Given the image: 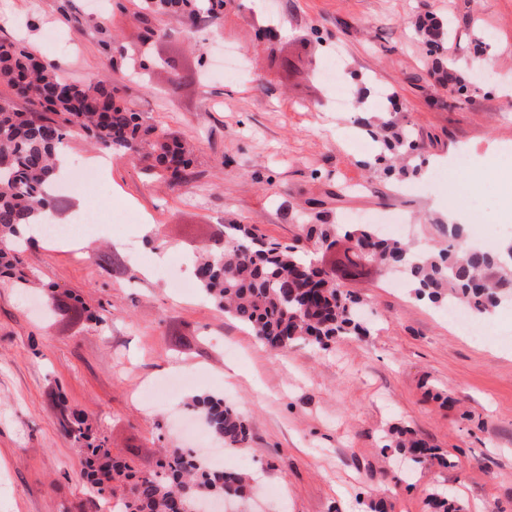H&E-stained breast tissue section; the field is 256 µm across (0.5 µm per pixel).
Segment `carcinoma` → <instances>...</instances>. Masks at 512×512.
Instances as JSON below:
<instances>
[{"instance_id":"1","label":"carcinoma","mask_w":512,"mask_h":512,"mask_svg":"<svg viewBox=\"0 0 512 512\" xmlns=\"http://www.w3.org/2000/svg\"><path fill=\"white\" fill-rule=\"evenodd\" d=\"M159 14L176 15L185 26H213L224 16V0H139L136 17L145 25L142 41L162 36L151 24ZM432 55L447 50L445 32L436 23L424 25ZM112 73L140 74L148 62L143 52L125 48L112 53V38L102 41ZM0 84L12 96H0V271L19 264L17 246L35 216L50 223L61 207L54 193L58 151L74 132L83 133L99 149L127 156L151 174L174 186L197 179L194 148L167 129L149 124L109 79L90 83L66 78L58 63L47 60L21 40L0 41ZM29 105L22 112L15 103ZM377 156L387 174L407 176L417 168H394L390 159L419 149L409 130L384 143ZM329 229L312 227L306 242L283 245L254 224H220L201 249L197 282L213 305L249 328L271 352L298 344L327 349L341 336H365L368 328L357 315L360 298L309 258L308 243L324 242ZM346 237L366 250L370 260L397 268L419 300L459 303L476 317L491 313L512 299V240L495 251L470 244L464 225H448V245L419 250L412 243L382 236L373 224H357ZM193 407L208 420L227 450L249 440L246 419L224 400L197 398ZM60 431L81 456L77 478L86 484L92 507L111 499L114 484L125 488L121 512H204L215 492L245 498L249 477L239 471L213 470L203 460L168 448L156 467L136 471L112 457L111 449L85 415L59 396L55 400ZM387 448L416 454L425 465L438 458L425 440L398 428L386 434Z\"/></svg>"}]
</instances>
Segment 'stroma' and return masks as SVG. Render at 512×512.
Segmentation results:
<instances>
[{"instance_id": "obj_1", "label": "stroma", "mask_w": 512, "mask_h": 512, "mask_svg": "<svg viewBox=\"0 0 512 512\" xmlns=\"http://www.w3.org/2000/svg\"><path fill=\"white\" fill-rule=\"evenodd\" d=\"M90 2L72 0L75 29L55 0H0L13 16L0 40L24 37L71 80L103 78L97 24L107 21L116 48L141 43L143 25L113 0L100 11ZM427 15L448 23L439 58L414 27ZM153 23L167 35L146 44L147 81H117L148 121L196 144L199 180L172 189L107 156L101 223H83L66 199L63 215L80 226L72 243L21 253L26 273L103 324L47 310L41 294L0 277V512L89 508L57 425L58 394L139 469L154 467L161 447H187L176 415L191 397L224 399L251 425L225 468L247 466L274 491L241 512H430L436 490L464 512H512V301L465 333L445 305L370 265L342 282L364 302L370 335L277 355L203 297L191 262L215 224H256L283 244L305 225H334L336 246L313 248L328 265L352 225L390 218L431 245L451 211L485 249L512 237L499 176L474 174L487 155L512 171V0H227L221 25L192 35L168 15ZM227 46L241 57L230 75L212 69ZM442 64L468 74L467 93L442 84ZM335 65L337 85L322 77ZM381 118L412 131L418 176L363 166L380 149L367 124ZM107 250L118 267L101 264ZM230 365L238 374L228 380ZM394 426L423 436L439 459L407 470L384 445Z\"/></svg>"}]
</instances>
